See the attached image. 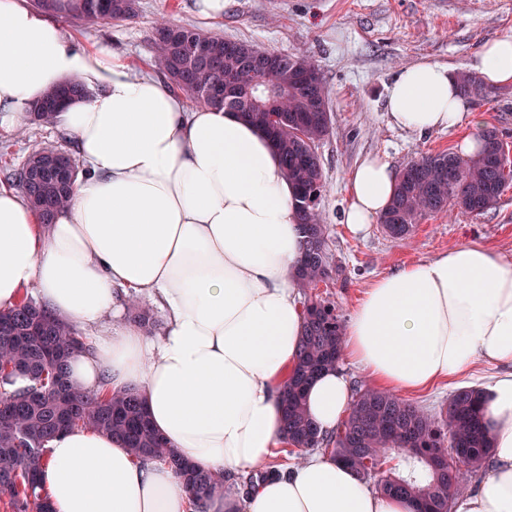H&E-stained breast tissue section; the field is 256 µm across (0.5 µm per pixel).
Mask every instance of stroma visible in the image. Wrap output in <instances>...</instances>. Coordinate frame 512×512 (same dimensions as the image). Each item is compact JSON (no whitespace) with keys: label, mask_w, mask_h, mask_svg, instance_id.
<instances>
[{"label":"stroma","mask_w":512,"mask_h":512,"mask_svg":"<svg viewBox=\"0 0 512 512\" xmlns=\"http://www.w3.org/2000/svg\"><path fill=\"white\" fill-rule=\"evenodd\" d=\"M131 22H108L91 28L67 19L59 26L88 48L105 46L133 68L157 75L152 31L157 19L223 32L265 51L302 54L318 67L332 106V126L321 144L326 192L321 211L328 245L341 272L316 293L348 320L364 290L378 277L402 266L472 240L497 249L512 261V187L481 215L457 208L419 220L403 240L391 238L382 224L359 234L343 224L347 180L364 156L386 158L395 169L424 153L459 146L462 135H477L481 125L508 133L512 147V86L499 88L496 101L479 106L481 123L460 130L416 137L393 128L385 112L387 86L401 68L429 61L469 70L488 41L512 34V0H230L222 15L202 14L198 0H139ZM69 150L54 126L34 121L0 130V173L20 167L35 149ZM492 373L478 366L469 378L447 380L412 401L436 414L450 395L464 386L481 385Z\"/></svg>","instance_id":"obj_1"}]
</instances>
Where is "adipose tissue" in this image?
Returning <instances> with one entry per match:
<instances>
[{
    "label": "adipose tissue",
    "mask_w": 512,
    "mask_h": 512,
    "mask_svg": "<svg viewBox=\"0 0 512 512\" xmlns=\"http://www.w3.org/2000/svg\"><path fill=\"white\" fill-rule=\"evenodd\" d=\"M472 70L485 85L512 84V35L486 43ZM70 76L91 91L57 118L83 164L76 195L47 229L23 194L0 185V308L36 289L52 314L93 331L91 351L68 364L81 392L135 389L170 448L252 478L243 494H215L208 512H413L318 448L267 473L286 444L280 395L300 353L303 234L296 188L265 132L237 112L188 108L26 0H0V129ZM385 111L417 136L475 118L436 63L395 74ZM396 182L387 160L355 165L343 213L351 232L379 220ZM123 293L161 302L164 333L113 326ZM343 352L376 387L405 396L495 367L482 388L490 462L454 512H512V263L464 241L376 279L352 311ZM352 400L339 368L307 389L324 433ZM43 483L52 512H189L170 467L142 464L121 440L84 428L49 443Z\"/></svg>",
    "instance_id": "obj_1"
}]
</instances>
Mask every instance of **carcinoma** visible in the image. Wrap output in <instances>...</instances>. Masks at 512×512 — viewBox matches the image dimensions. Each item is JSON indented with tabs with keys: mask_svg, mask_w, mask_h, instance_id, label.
Returning a JSON list of instances; mask_svg holds the SVG:
<instances>
[{
	"mask_svg": "<svg viewBox=\"0 0 512 512\" xmlns=\"http://www.w3.org/2000/svg\"><path fill=\"white\" fill-rule=\"evenodd\" d=\"M34 8L55 19L94 26L134 18L138 0H31ZM171 28L170 40L153 38L155 62L171 92L190 101L244 111L273 143L284 171L297 187L305 247L297 269L298 287L305 295L298 366L281 395L283 427L288 444L322 448L358 477L375 481L383 494L403 496L415 512H451L449 490L459 492L461 467H483L490 455L482 391L464 387L448 398L443 413L434 416L390 392L359 386L346 419L331 436L320 433L310 419L305 388L315 375L332 370L342 360L343 324L335 307L314 290L337 274L327 245V224L320 204L326 191L319 146L330 134L331 112L318 106L328 97L325 83L301 87L290 73L313 66L306 57L280 54V70L259 75L240 67L239 59L224 53V35L214 30L156 24L154 31ZM212 54L201 71L198 48ZM231 74L238 94L225 97L224 75ZM460 92L471 102L486 103L495 93L470 72L457 73ZM68 91L76 97L86 89L77 77L49 89L31 108L33 120L56 124V101ZM499 129L486 128L482 146L463 158L451 151L424 154L403 167L393 197L379 222L394 239H404L427 214L456 206L480 215L496 205L512 185V167L498 164ZM78 167L68 152L36 149L14 173V182L40 223L48 228L55 215L69 206ZM128 321L147 333L157 327L151 309L136 300L127 303ZM91 348L76 326L57 318L25 297L0 309V495L12 512H52L44 491L42 470L49 442L74 427H85L121 438L139 461H162L174 471L191 498L193 512H208V500L224 490L226 479L194 465L167 447L152 426L141 397L132 389L87 395L77 392L68 378V362Z\"/></svg>",
	"mask_w": 512,
	"mask_h": 512,
	"instance_id": "obj_1",
	"label": "carcinoma"
}]
</instances>
